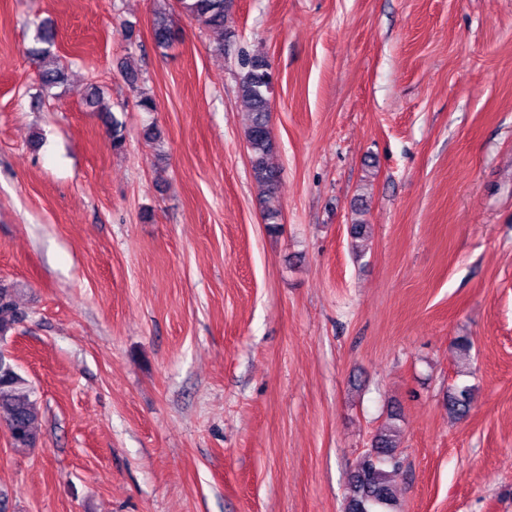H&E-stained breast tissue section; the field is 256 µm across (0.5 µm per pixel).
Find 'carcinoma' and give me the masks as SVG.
<instances>
[{
    "label": "carcinoma",
    "mask_w": 512,
    "mask_h": 512,
    "mask_svg": "<svg viewBox=\"0 0 512 512\" xmlns=\"http://www.w3.org/2000/svg\"><path fill=\"white\" fill-rule=\"evenodd\" d=\"M179 10L198 25L224 32L233 0H176ZM154 43L159 48L171 47L180 36L171 24L167 8L155 10L152 22ZM56 29L49 22L36 26L34 43L29 53L43 63L41 89L48 90L66 80L67 68L54 51ZM274 76L267 58L255 55L242 59L237 92L247 109L243 129L249 151L251 174L257 188V200L265 219L276 223L280 215L277 195L279 171L271 158L277 144L271 131L270 97ZM28 313L19 307L14 295L0 288V339L22 323ZM33 390L17 372L11 358L0 350V422L6 424L13 447L24 451L36 447L40 436V418ZM473 392L469 386L448 392V412L464 419L470 412ZM401 427L392 422L379 429L370 447L360 456L349 482L345 512H397L398 493L392 484L390 470L400 467L396 449L401 444Z\"/></svg>",
    "instance_id": "1"
}]
</instances>
